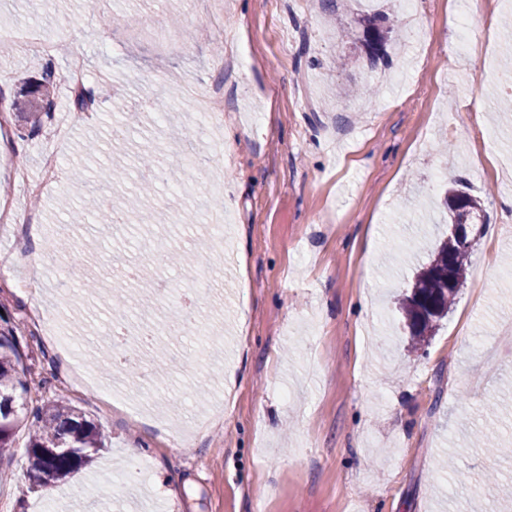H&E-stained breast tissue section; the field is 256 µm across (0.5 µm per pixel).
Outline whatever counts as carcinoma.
Returning a JSON list of instances; mask_svg holds the SVG:
<instances>
[{"mask_svg": "<svg viewBox=\"0 0 512 512\" xmlns=\"http://www.w3.org/2000/svg\"><path fill=\"white\" fill-rule=\"evenodd\" d=\"M377 17L362 20L366 41L371 45V62L379 58L378 48L389 31L380 29ZM444 205L450 224L484 223L483 202L477 196L449 190ZM471 250L463 249L453 235L441 239L428 262L414 276L410 291L401 298L400 311L414 344H423L448 316L458 289L448 287V275L463 285ZM21 354L13 329L0 328V456L11 448L20 417L17 400L27 393L19 377ZM32 430L27 454L29 475L44 488L65 481L74 471L95 462L102 448L96 426L75 407L64 401L48 402L30 412Z\"/></svg>", "mask_w": 512, "mask_h": 512, "instance_id": "1", "label": "carcinoma"}]
</instances>
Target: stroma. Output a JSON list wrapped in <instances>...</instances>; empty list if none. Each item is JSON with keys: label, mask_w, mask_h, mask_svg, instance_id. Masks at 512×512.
<instances>
[{"label": "stroma", "mask_w": 512, "mask_h": 512, "mask_svg": "<svg viewBox=\"0 0 512 512\" xmlns=\"http://www.w3.org/2000/svg\"><path fill=\"white\" fill-rule=\"evenodd\" d=\"M115 0L121 24L89 21L91 0H0V33L39 27L52 54H0V192L14 168L41 175L50 127L30 135L17 112L55 72L52 109L72 108L64 83L73 53L109 74L99 118L59 145L64 177L39 196V234L0 224V256L68 249L42 285L0 271V320L17 330L29 406L65 397L98 428L104 448L82 490L29 478V430L0 457V512H512V76L500 60L512 0ZM398 20L370 62L358 16ZM245 62L214 70L232 40ZM224 89L225 155L211 153L191 100L171 78ZM377 87L376 98L350 97ZM129 149L157 148L180 190L157 179L151 207L165 249L101 223L102 205L133 202L137 173L115 184L110 115ZM98 152L85 149L88 141ZM80 172L84 223L57 206ZM482 197L486 222L467 278L428 345L414 349L398 301L439 234L443 178ZM223 203L225 247L205 212ZM193 249L192 272L170 254ZM142 266L133 302L167 305L158 283L198 291L219 357L186 355L170 339L142 405L94 388L61 387V365L33 319L95 336L117 315L108 298L74 297L73 282L112 283ZM138 460L150 483L92 496L108 471ZM497 486L483 488L488 475Z\"/></svg>", "instance_id": "1"}]
</instances>
